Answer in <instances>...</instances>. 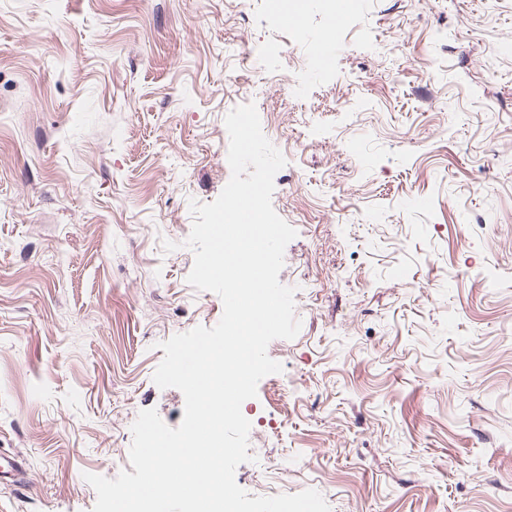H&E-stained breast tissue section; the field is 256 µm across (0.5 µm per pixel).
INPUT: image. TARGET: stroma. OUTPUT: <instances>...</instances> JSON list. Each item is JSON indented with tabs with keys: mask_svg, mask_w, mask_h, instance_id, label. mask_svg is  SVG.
<instances>
[{
	"mask_svg": "<svg viewBox=\"0 0 512 512\" xmlns=\"http://www.w3.org/2000/svg\"><path fill=\"white\" fill-rule=\"evenodd\" d=\"M335 14L0 0V454L24 469L0 512H92L83 475L130 470L138 413L180 424L159 344L222 317L187 282L190 204L229 181L225 117L247 103L286 160L272 205L297 232L279 280L301 328L242 405L244 490L284 468V493L331 512H512V0ZM333 25L313 77L307 41ZM352 104L378 120L345 124Z\"/></svg>",
	"mask_w": 512,
	"mask_h": 512,
	"instance_id": "stroma-1",
	"label": "stroma"
}]
</instances>
